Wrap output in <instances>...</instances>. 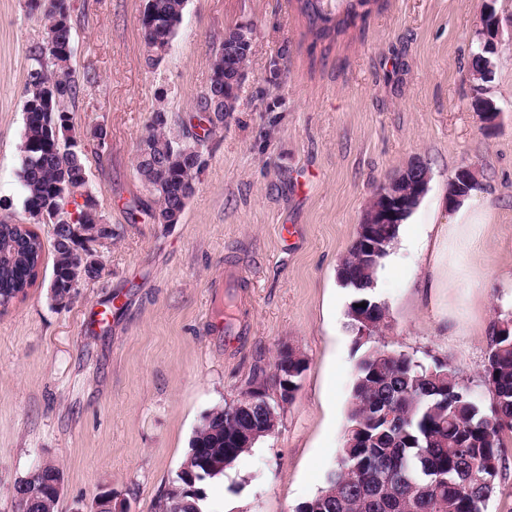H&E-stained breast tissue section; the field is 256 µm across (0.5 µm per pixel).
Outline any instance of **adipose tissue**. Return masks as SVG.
I'll use <instances>...</instances> for the list:
<instances>
[{"label":"adipose tissue","mask_w":512,"mask_h":512,"mask_svg":"<svg viewBox=\"0 0 512 512\" xmlns=\"http://www.w3.org/2000/svg\"><path fill=\"white\" fill-rule=\"evenodd\" d=\"M490 209L477 204L473 196L464 197L447 222L430 224L429 231L407 240L423 262L425 285L433 300H440L451 288H475L481 271L476 264L477 246L489 223Z\"/></svg>","instance_id":"1"}]
</instances>
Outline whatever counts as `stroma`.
<instances>
[{
  "mask_svg": "<svg viewBox=\"0 0 512 512\" xmlns=\"http://www.w3.org/2000/svg\"><path fill=\"white\" fill-rule=\"evenodd\" d=\"M71 5L74 133L107 131L88 168L115 233L101 278L67 306L47 295L46 248L26 298L0 311V512H15L13 485L46 462L66 473L56 512H94L107 489L130 512H152L203 416L253 372H271L284 342L307 359L298 388L275 433L204 483L202 512H295L314 497L338 461L361 355L347 326L353 292L337 269L377 187L416 160L430 182L404 236L427 232L449 180L473 166L490 207L486 278L474 298L456 288L436 304L420 259L394 244L373 291L388 326L370 344L448 363L489 406L486 325L512 312L502 277L512 270V0H496L498 55L480 90L468 73L482 0H386L326 54L312 47L296 0H187L156 66L142 45L144 0ZM241 22L256 29L248 77L179 222L129 223L134 203L154 204L133 169L153 111L166 108L183 132L213 51ZM45 37L26 0H0V213L18 218L28 51ZM278 58L287 68L274 78ZM480 95L499 108L496 126L476 112ZM284 224L294 237L282 238ZM228 263L249 268L252 282L235 299L244 332L230 346L216 329L226 293L214 285ZM102 308L111 322L96 321Z\"/></svg>",
  "mask_w": 512,
  "mask_h": 512,
  "instance_id": "stroma-1",
  "label": "stroma"
}]
</instances>
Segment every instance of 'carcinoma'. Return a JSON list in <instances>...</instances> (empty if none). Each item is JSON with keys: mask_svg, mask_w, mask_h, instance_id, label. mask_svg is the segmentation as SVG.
<instances>
[{"mask_svg": "<svg viewBox=\"0 0 512 512\" xmlns=\"http://www.w3.org/2000/svg\"><path fill=\"white\" fill-rule=\"evenodd\" d=\"M187 0H148L149 22L141 25L146 60L160 63L168 54ZM313 42L332 44L356 20L371 12L379 0H344L343 17H333L332 3L297 0ZM32 15L45 21L47 37L30 52L24 85L23 132L19 146L20 193L27 220L52 226L53 263L50 299L67 305L73 284L99 278L103 265L81 263L70 228L74 224L105 222L98 198L85 192L88 152L78 142L59 143L72 131L70 107L79 93L73 72L71 6L69 0H28ZM221 74L200 98L197 116L202 133L186 132L188 148L206 147L216 131L229 123L238 98L224 95L236 70L225 66L224 53L211 57V74ZM138 149L135 173L154 197L152 218L163 224L182 214L185 200L195 192L199 171L177 150L170 121L150 119ZM43 241L32 229H22L11 217L0 218V297H24L38 278ZM344 265L360 287L347 309L348 325L359 332L362 320L377 326L384 312L366 288L378 266L366 267L360 248L352 245ZM367 307H361V304ZM492 392L489 407L479 405L468 385L447 364L428 365L405 354L367 348L355 365L348 427L337 467L299 512H483L495 492L503 467V434L512 432V317L495 323L484 366ZM236 415L222 407L207 413L196 427L183 464L202 473L200 484L222 473L211 463L230 466L248 448H231ZM65 477L62 468L46 463L27 476L28 496L16 502V512H55L57 500L47 496L49 482Z\"/></svg>", "mask_w": 512, "mask_h": 512, "instance_id": "cac0c4a2", "label": "carcinoma"}]
</instances>
